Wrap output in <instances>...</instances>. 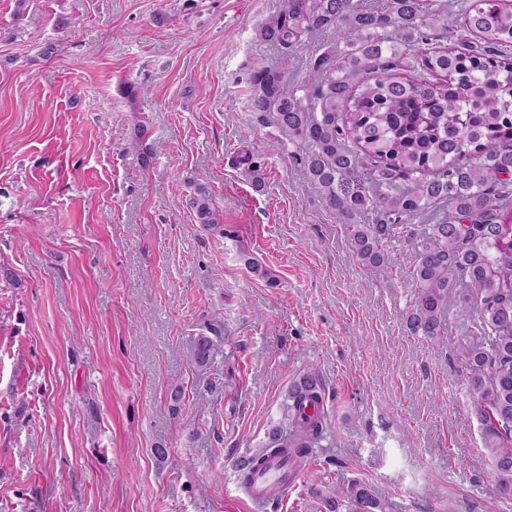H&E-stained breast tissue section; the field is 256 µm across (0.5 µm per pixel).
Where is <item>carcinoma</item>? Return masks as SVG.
<instances>
[{
    "instance_id": "1",
    "label": "carcinoma",
    "mask_w": 512,
    "mask_h": 512,
    "mask_svg": "<svg viewBox=\"0 0 512 512\" xmlns=\"http://www.w3.org/2000/svg\"><path fill=\"white\" fill-rule=\"evenodd\" d=\"M342 40L310 57L307 77L288 81L309 35ZM453 34L450 46L435 43ZM279 61L255 69L251 111L269 113L291 158L346 225L362 264L387 268L383 244L402 239L414 255L411 335L448 345V294L457 290L469 336L455 355L468 369V408L493 492L512 500V0H284L256 29ZM188 204L199 223H219L210 188ZM427 213L434 223L410 220ZM221 337L200 333L185 355L198 368ZM288 428L237 462L241 485L272 456L288 474L316 457L329 429L325 385L311 369L288 392ZM325 512H390L358 480L310 487Z\"/></svg>"
}]
</instances>
